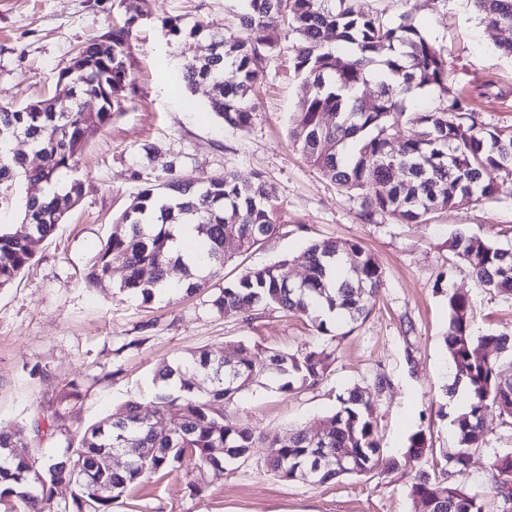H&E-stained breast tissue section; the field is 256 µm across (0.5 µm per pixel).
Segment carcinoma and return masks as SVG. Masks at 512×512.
Segmentation results:
<instances>
[{"label":"carcinoma","instance_id":"carcinoma-1","mask_svg":"<svg viewBox=\"0 0 512 512\" xmlns=\"http://www.w3.org/2000/svg\"><path fill=\"white\" fill-rule=\"evenodd\" d=\"M356 0H232L233 23L209 33L208 56H187L178 81L190 87L212 82L216 94L210 107L224 125L244 130L253 107L248 95L262 78V64L278 45L266 18L288 15L289 33L299 41L294 71L310 86L292 114L294 143L325 176L359 200L360 216L372 221L387 215L401 224H418L438 210L494 197L499 181L512 180V126L479 127L468 123L466 99L448 95V62L406 14L385 22L355 6ZM488 25L512 28V0H470ZM132 20L115 25L101 41L78 49L73 58L89 66L75 74L80 95H96L112 84V106L91 118L83 112H55L42 101L24 106L0 105V129L29 139L44 156L40 167L21 154L0 153V185L21 178L29 184L50 185L73 171L90 137L122 108L131 86L127 67ZM376 82L372 97L361 87ZM438 92V105L411 112L408 103L425 89ZM336 121L329 125L323 116ZM420 126L419 136L412 128ZM162 183H146L116 218L118 230L102 245L86 279L98 286L119 263L127 271L119 289L150 302L158 286L181 270L171 257V226L191 222L208 247L215 269L187 282L186 289L203 287L222 277L224 266L259 246L280 229L273 191L261 177L241 182L232 171L198 187L169 169ZM83 182L68 181L65 193L45 201L26 197L23 217H32V234L44 238L56 230L59 203L80 200ZM448 249L466 263L478 287L512 298V248H501L477 236L456 233ZM33 251L28 238L0 228V288L9 287L29 265ZM309 275L297 285L288 282L289 260L247 268L224 283L212 305L226 317L246 307L274 306L306 317L313 343L302 351H267L245 344L232 364L211 349H202L175 365L164 363L154 381L161 390L145 408L127 401L89 427L78 447L67 455L69 467L36 456L30 442L0 426V509L3 512H46L56 486L68 483L76 491L72 512H106L146 478H162L184 466L208 469L224 476L227 466L248 459L251 449H266L268 470L284 481H295L314 462L310 441L320 433L318 447L341 455L350 466L323 467L319 481L339 476H367L376 471L408 468L413 472L411 495L428 512H484L482 498L462 483L438 482L416 466L426 452L427 438L418 432L402 457L386 454L375 437L370 403L355 387L337 397L339 407L302 428L260 433L246 423L224 421V406L262 378L274 375L283 394L298 393L323 381L336 348L354 325L372 312L384 284L385 270L360 242L316 240L307 249ZM448 332L445 345L455 383L470 394L468 406L455 420L457 448L450 457L457 474L465 473L472 449L484 441L485 419L496 414L512 420V375L499 358H512L509 334L473 333L470 301L448 293ZM486 357L474 356L475 348ZM222 448L221 454L212 449ZM129 454L130 464L112 467V453ZM494 487L512 496V452L496 456L491 465Z\"/></svg>","mask_w":512,"mask_h":512}]
</instances>
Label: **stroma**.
Listing matches in <instances>:
<instances>
[{"instance_id": "obj_1", "label": "stroma", "mask_w": 512, "mask_h": 512, "mask_svg": "<svg viewBox=\"0 0 512 512\" xmlns=\"http://www.w3.org/2000/svg\"><path fill=\"white\" fill-rule=\"evenodd\" d=\"M362 9L393 22L410 15L448 61V87L468 99L479 124H512V57L499 50L512 30L487 26L468 0H359ZM227 0H0V104L21 105L62 94L60 71L77 46L107 37L115 22L134 18L128 63L135 83L122 109L88 143L76 175L81 203L50 237L36 240L28 267L0 289V423L33 439L61 459L83 432L134 399L149 403L161 362L200 349L235 359L239 343L262 350L296 351L311 343L309 320L274 307H253L232 318L211 305L222 286L211 281L195 295L176 291L142 303L121 292L126 276L90 288L84 275L117 216L148 181L165 180L169 167L198 183L234 171L240 180L262 177L275 191L281 228L254 252L236 257L224 273L239 276L254 265L282 257L291 275L307 276L305 251L325 238L356 240L385 270L370 316L336 340L325 380L298 394H283L274 381L245 390L224 418L264 432L286 433L332 413L338 395L360 386L372 404L376 437L399 456L416 432L433 448L424 467L443 466L456 450L459 409L449 388L454 376L444 343L449 292L466 295L475 334L512 332V299L478 288L466 264L448 249L451 234H478L512 247V183L492 199L431 214L423 224H398L387 216L367 222L344 190L312 166L289 137L291 116L309 93L293 73L297 42L285 37V18L270 14L277 50L264 62V78L250 95L255 110L243 131L223 125L210 110V84L177 86L187 34L223 26ZM176 18L181 36L162 23ZM391 385L372 386L376 372ZM78 395L66 413L65 430L49 427L56 396L65 385ZM512 452V427L497 416L485 421V442L473 449L464 480L481 496L486 512H512L492 489L490 465ZM266 451L230 466L224 477L206 470H179L151 479L111 507V512H423L402 472L345 475L326 484L286 482L268 471ZM203 486L190 492L191 483Z\"/></svg>"}]
</instances>
